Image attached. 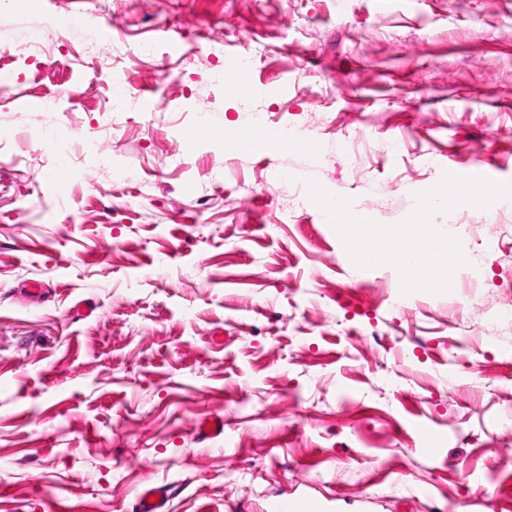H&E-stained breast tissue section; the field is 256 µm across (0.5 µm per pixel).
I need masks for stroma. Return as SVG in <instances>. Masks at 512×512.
<instances>
[{
  "label": "stroma",
  "instance_id": "stroma-1",
  "mask_svg": "<svg viewBox=\"0 0 512 512\" xmlns=\"http://www.w3.org/2000/svg\"><path fill=\"white\" fill-rule=\"evenodd\" d=\"M62 15L121 45L139 96L124 120L96 56L74 61L79 34L48 66L18 53L25 18ZM6 46L0 512H133L147 484L169 512L287 495L512 512V198L494 223L436 212L473 274L403 301L309 195L390 225L449 167L512 183V0H10ZM244 58L254 89L226 95ZM246 104L267 117L247 144L196 135V112L229 128ZM63 122L81 133L67 186L39 141ZM215 415L223 434L198 439Z\"/></svg>",
  "mask_w": 512,
  "mask_h": 512
}]
</instances>
